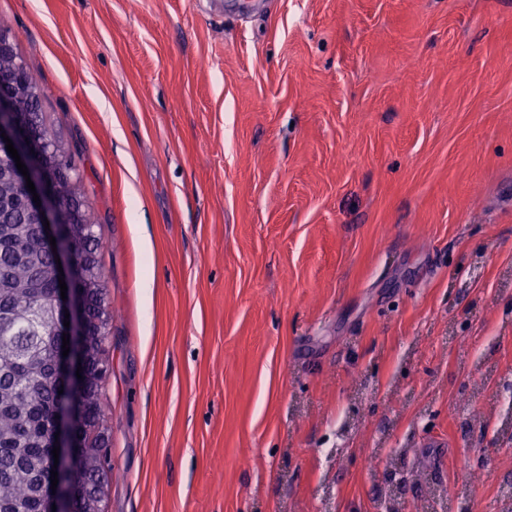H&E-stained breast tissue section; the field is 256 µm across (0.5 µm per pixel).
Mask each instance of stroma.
Here are the masks:
<instances>
[{
  "label": "stroma",
  "mask_w": 512,
  "mask_h": 512,
  "mask_svg": "<svg viewBox=\"0 0 512 512\" xmlns=\"http://www.w3.org/2000/svg\"><path fill=\"white\" fill-rule=\"evenodd\" d=\"M0 16L100 220L106 512H497L512 0Z\"/></svg>",
  "instance_id": "1"
}]
</instances>
